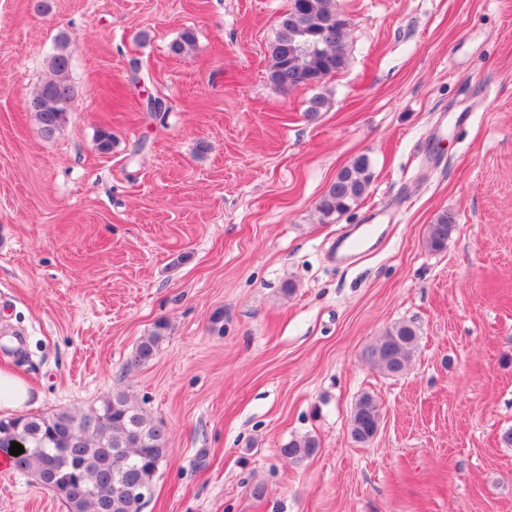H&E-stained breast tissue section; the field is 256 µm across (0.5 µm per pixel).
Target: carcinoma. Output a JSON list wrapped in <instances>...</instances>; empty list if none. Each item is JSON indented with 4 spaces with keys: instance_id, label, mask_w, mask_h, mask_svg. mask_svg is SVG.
Here are the masks:
<instances>
[{
    "instance_id": "1",
    "label": "carcinoma",
    "mask_w": 512,
    "mask_h": 512,
    "mask_svg": "<svg viewBox=\"0 0 512 512\" xmlns=\"http://www.w3.org/2000/svg\"><path fill=\"white\" fill-rule=\"evenodd\" d=\"M334 2L289 0L269 46L273 84L298 87L308 75L326 76L344 66L342 43L347 21ZM67 41L63 38L49 58L53 78L43 82L30 99V111L47 135L66 123L75 98ZM371 178L369 160L355 159L321 196L318 211L328 219L346 213L367 195ZM453 226L452 217L442 214L428 229V248H446ZM165 330V323H157L136 346L129 364L142 366L152 360ZM417 339L415 325L397 323L367 350L366 357L381 372L399 376L411 362ZM381 419L377 399L370 394L360 396L349 417L353 442L369 443ZM15 440L24 449L17 456L10 454ZM167 442L165 424L147 415L123 390L112 392L99 407L80 415L61 410L0 420V454L10 459L15 470L33 475L62 501L67 512H141L144 499L140 491L152 489ZM317 448L315 437L304 436L289 441L281 452L300 462Z\"/></svg>"
}]
</instances>
